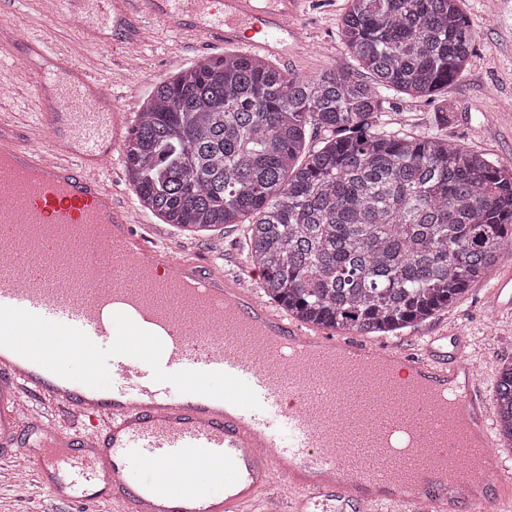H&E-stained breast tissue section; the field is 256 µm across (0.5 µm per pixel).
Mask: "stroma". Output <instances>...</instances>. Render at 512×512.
<instances>
[{
	"label": "stroma",
	"mask_w": 512,
	"mask_h": 512,
	"mask_svg": "<svg viewBox=\"0 0 512 512\" xmlns=\"http://www.w3.org/2000/svg\"><path fill=\"white\" fill-rule=\"evenodd\" d=\"M347 0H299L295 24L299 45L272 57L279 69L311 77L327 66L349 65L341 35ZM462 8L478 38L463 72L436 98L401 93L386 97L382 125L409 134H431L486 154L494 164L512 168V0H463ZM58 0H7L0 5L7 28L0 30V72L10 73L8 95L0 112L36 135L42 121L32 76L24 65L23 38L44 42L58 56L87 68L108 86L116 103L138 111L156 83L209 56L239 52V45H206L200 36L177 32L153 17L139 18L136 65H129L122 48L102 52L89 42L78 21L61 18ZM512 264L503 254L486 276L473 283L453 305L427 321L394 336V346L412 350L424 338L448 330L461 331L468 351L488 368L512 361V321L489 313L486 297ZM49 505L45 490L32 481L0 484V512H43Z\"/></svg>",
	"instance_id": "stroma-1"
}]
</instances>
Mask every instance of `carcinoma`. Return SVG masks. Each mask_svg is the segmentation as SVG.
<instances>
[{
	"mask_svg": "<svg viewBox=\"0 0 512 512\" xmlns=\"http://www.w3.org/2000/svg\"><path fill=\"white\" fill-rule=\"evenodd\" d=\"M461 4L349 0L354 66L311 78L226 52L161 80L124 147L139 206L182 232L247 225L264 295L308 326L389 336L448 308L512 248V169L377 119L383 91L434 98L464 70ZM493 414L512 442V362Z\"/></svg>",
	"mask_w": 512,
	"mask_h": 512,
	"instance_id": "1",
	"label": "carcinoma"
}]
</instances>
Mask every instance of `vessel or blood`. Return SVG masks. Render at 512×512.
I'll return each mask as SVG.
<instances>
[{
    "label": "vessel or blood",
    "instance_id": "obj_1",
    "mask_svg": "<svg viewBox=\"0 0 512 512\" xmlns=\"http://www.w3.org/2000/svg\"><path fill=\"white\" fill-rule=\"evenodd\" d=\"M112 19L125 41L140 13L211 43L243 41L253 54L288 51L297 0H69ZM49 133L22 140L0 113V475L25 460L50 503L111 502L115 512H488L512 508V466L493 452L494 421L467 340L407 352L355 336L324 347L391 357L387 388L401 399L386 419L364 418V394L326 372L321 404L296 343L315 338L268 306L244 279L176 256L139 231L132 202L102 176L117 167L132 127L92 74L27 41ZM105 240L104 253H72L61 235ZM147 280L130 290L133 271ZM107 278L111 288L100 293ZM512 315V271L488 298ZM191 310L192 320L181 318ZM463 378L461 405L484 440L487 468L463 494L409 477L382 439L406 421L437 436L434 457L467 467L447 418L412 384ZM39 400L54 425L29 415ZM354 472L336 477L337 460Z\"/></svg>",
    "mask_w": 512,
    "mask_h": 512
}]
</instances>
